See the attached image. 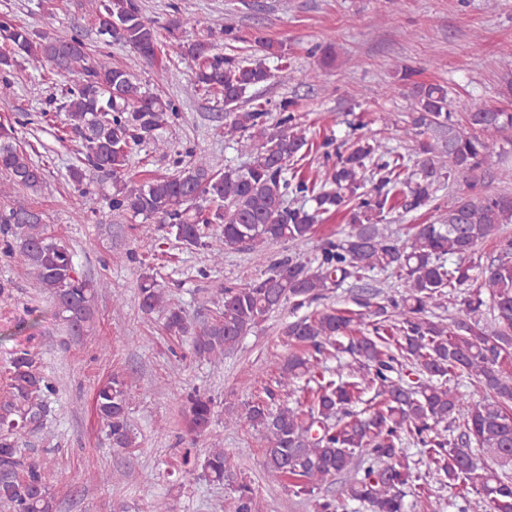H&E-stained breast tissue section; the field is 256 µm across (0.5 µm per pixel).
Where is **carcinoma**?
<instances>
[{
	"instance_id": "cac0c4a2",
	"label": "carcinoma",
	"mask_w": 512,
	"mask_h": 512,
	"mask_svg": "<svg viewBox=\"0 0 512 512\" xmlns=\"http://www.w3.org/2000/svg\"><path fill=\"white\" fill-rule=\"evenodd\" d=\"M88 8L104 44L119 42L156 66L160 26L137 0H89ZM0 36L7 45L0 51V73L10 72L20 57L67 86L59 110L81 144L67 177L78 188L88 170L110 178L112 192L102 197L110 210L160 224L188 248H210L206 230L216 225L223 249L211 253L215 262L226 249L307 241L320 216H349L351 230L324 239L314 261L284 255L259 277L224 287L222 305L207 321H192L153 277L143 276L141 311L164 312L166 331L190 337L195 357L224 363V355L271 313L286 304L297 313L331 286L370 281L382 272L403 280L405 291L397 298L363 288L353 297L356 310L325 307L288 322L283 334L294 350L265 386V396L241 402L234 419L261 433L269 480H286L294 495L312 496L335 477L361 471L343 486V499L368 512H410L406 489L416 462L403 445L412 443L424 448L426 466L440 485L462 490L461 512H512V476L505 470L512 464V239L502 240L488 265L472 261L480 242L512 224V194L493 191L487 182L493 147L512 130L511 111L481 103L458 112L448 87L416 82L406 66L401 80L413 99L406 135L414 140V155L399 153L385 138L328 136L317 142L290 104L270 108L247 97L256 87L288 78L282 49L260 40V60L225 54L221 47L238 40L226 25L215 38L179 42L174 51L194 62L195 93L222 96L224 140L236 144L248 163L218 172L208 157L191 152L174 173L137 184L126 177L129 158L144 145L167 148L158 130L179 116L174 103L141 90L125 69L93 59L80 30L59 38L0 20ZM267 58L276 66L269 67ZM25 125L20 118L0 121V195L9 199L0 205V254L29 265L69 335L85 336L102 284L86 277L69 246L47 233L41 213L12 198L46 183V169L21 145L18 128ZM314 150L324 158L318 181L289 167L294 157ZM443 178L450 188L465 184L446 207L435 204ZM290 196L312 201L314 210L290 206ZM427 207L436 212L434 220L415 225L406 240L374 224ZM457 290L465 294L462 308L447 324L435 310ZM345 354L352 360L349 371L328 373L327 360ZM302 379L315 384L307 408L279 404ZM7 380L11 400L0 407V507L55 512L56 474L24 460L21 444L41 427L47 398L58 387L26 349L14 353ZM465 380L480 389V399L459 390ZM369 391L375 403L358 408ZM131 398L130 385L118 374L95 391L96 415L116 449L137 446L128 418ZM214 408L212 397L187 393V433L204 435ZM182 464L187 473L199 470L210 482H227L234 512H259L251 481L232 472L226 450L211 448L201 460L187 448Z\"/></svg>"
}]
</instances>
